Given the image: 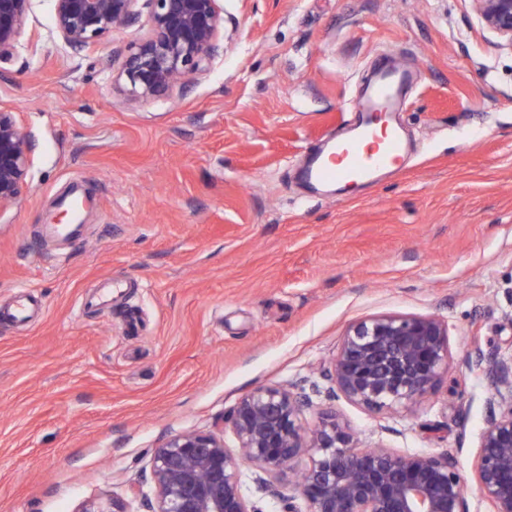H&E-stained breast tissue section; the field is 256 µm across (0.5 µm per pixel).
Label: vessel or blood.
Segmentation results:
<instances>
[{
    "label": "vessel or blood",
    "mask_w": 512,
    "mask_h": 512,
    "mask_svg": "<svg viewBox=\"0 0 512 512\" xmlns=\"http://www.w3.org/2000/svg\"><path fill=\"white\" fill-rule=\"evenodd\" d=\"M411 73L388 59L378 65L366 89L351 104L354 114L345 137L319 150L303 171L308 184H357L397 166L406 152L396 112L412 87Z\"/></svg>",
    "instance_id": "obj_1"
}]
</instances>
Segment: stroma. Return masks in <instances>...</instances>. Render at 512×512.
Returning <instances> with one entry per match:
<instances>
[{"label":"stroma","mask_w":512,"mask_h":512,"mask_svg":"<svg viewBox=\"0 0 512 512\" xmlns=\"http://www.w3.org/2000/svg\"><path fill=\"white\" fill-rule=\"evenodd\" d=\"M224 46L170 96L112 89L145 19L88 50L32 0L0 54V106L33 145L19 205L0 211V512H81L128 496L165 438L207 432L262 385L321 382L354 321L436 314L453 365L412 411L340 400L363 444L459 451L471 469L486 380L473 343L512 349V54L470 0H224ZM393 55L416 87L404 167L311 194L308 157ZM79 233L44 226L73 185Z\"/></svg>","instance_id":"35a3bbf8"}]
</instances>
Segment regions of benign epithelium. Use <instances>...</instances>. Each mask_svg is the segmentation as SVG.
Here are the masks:
<instances>
[{
    "mask_svg": "<svg viewBox=\"0 0 512 512\" xmlns=\"http://www.w3.org/2000/svg\"><path fill=\"white\" fill-rule=\"evenodd\" d=\"M139 0H54L56 35L74 49L91 48L136 22ZM147 31L126 49L113 81L129 101H149L208 70L224 37L223 0H144ZM497 47L512 53V0H471ZM31 0H0V53L22 38ZM33 145L15 113L0 107V210L22 200ZM448 325L435 314L387 313L353 322L324 377L325 390L307 381L259 386L224 413L222 427L176 434L150 459L153 494L130 487L131 500L91 501L81 512H263L243 487L249 465L257 489L283 503V512H469L466 480L451 449L409 453L361 447L329 405L310 425L314 398L340 397L370 412L411 410L448 375ZM468 371L487 381L486 414L478 437L474 477L491 512H512V352L473 345ZM230 428L236 446L224 442ZM307 457L295 496L280 489L296 461Z\"/></svg>",
    "mask_w": 512,
    "mask_h": 512,
    "instance_id": "benign-epithelium-1",
    "label": "benign epithelium"
}]
</instances>
